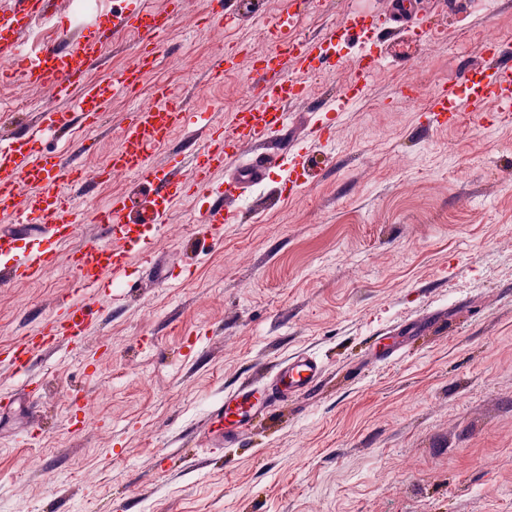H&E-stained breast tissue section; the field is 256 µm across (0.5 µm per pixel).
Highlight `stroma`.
Masks as SVG:
<instances>
[{
    "mask_svg": "<svg viewBox=\"0 0 512 512\" xmlns=\"http://www.w3.org/2000/svg\"><path fill=\"white\" fill-rule=\"evenodd\" d=\"M287 0H251L222 39L206 0H187L141 87H165L187 108L208 88L215 124L240 96L266 24ZM397 0H308L305 36L354 11L388 17ZM440 37L417 62L414 98L400 95L395 42L357 111L334 124L307 183L281 173L234 201L246 220L212 241L198 222L211 192L174 209L155 259L167 279L118 282L93 305L78 346L38 357L29 375L0 363V512H512V114L485 125L426 128L443 85L482 63L495 31L512 54V0H410ZM141 49L114 40L91 69L112 84ZM235 54L237 72L214 77ZM357 51L307 78L308 101L286 137L352 76ZM17 75L0 77V132L46 108ZM131 97L112 98L85 131L82 161L102 166L119 145ZM66 263L0 288V347L35 328L72 288ZM310 354L323 372L273 404L231 444L211 410L242 384ZM41 382L29 393L28 379ZM96 417H84L86 404Z\"/></svg>",
    "mask_w": 512,
    "mask_h": 512,
    "instance_id": "obj_1",
    "label": "stroma"
}]
</instances>
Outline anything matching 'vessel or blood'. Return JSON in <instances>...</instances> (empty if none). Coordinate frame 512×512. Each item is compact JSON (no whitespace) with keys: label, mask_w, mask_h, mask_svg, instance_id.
Listing matches in <instances>:
<instances>
[{"label":"vessel or blood","mask_w":512,"mask_h":512,"mask_svg":"<svg viewBox=\"0 0 512 512\" xmlns=\"http://www.w3.org/2000/svg\"><path fill=\"white\" fill-rule=\"evenodd\" d=\"M52 7V0H7L0 6V61L17 69L24 88L46 92L64 103L63 108L43 110L28 131L0 135V215L48 230L44 240L0 231V288L39 278L58 264L59 249L66 244L71 247L68 257L75 283L72 294L59 300L33 331L0 349V358L18 372L28 371L38 354L62 342L81 343L90 334L91 304L107 303V285L129 280L133 260L151 262L155 242L179 201L207 189L232 166L245 173L235 190L263 179L276 157L259 155L258 147L269 144L287 126L290 106L308 96L306 77L325 70L337 46L353 42L360 48L355 78L339 98L343 112L353 111L363 100L387 58L386 22L356 13L323 36L306 37L298 32L299 0H290L268 27L275 49L254 67L255 79L248 86L251 103L230 111L227 129L216 130L208 113L188 111L159 87L151 104L131 111L120 145L106 164L90 170L68 154L44 150V138L62 136L77 125L100 126L112 94H127L141 86L157 62L150 47L168 33L182 3L168 0L163 8L119 9L80 22L76 36L28 53L22 34ZM128 32L138 36L145 52L112 86L89 81L87 74L105 47ZM426 110L429 125L435 127L452 126L463 115L480 126L487 113H511L512 60L500 43H486L483 64L466 69L461 80L433 94ZM189 125L201 131L203 148L188 156H169L161 164L153 162V150L165 145L176 129ZM309 167V155L289 153L285 183L294 185L307 178ZM116 174L134 176L147 186V195L115 194L101 208L88 212L79 189L108 182ZM91 222L102 226L103 241L76 244L78 230ZM319 375L314 357L299 356L278 369L277 388L288 398L308 390ZM271 404L270 396L257 395L255 386L246 385L225 404L224 418L242 430L255 409Z\"/></svg>","instance_id":"obj_1"}]
</instances>
